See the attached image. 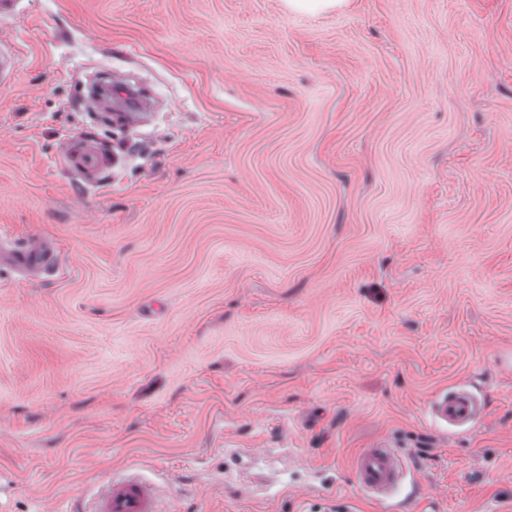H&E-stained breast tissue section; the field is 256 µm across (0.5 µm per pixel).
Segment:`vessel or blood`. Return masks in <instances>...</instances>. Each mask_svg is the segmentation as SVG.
<instances>
[{
	"instance_id": "obj_1",
	"label": "vessel or blood",
	"mask_w": 512,
	"mask_h": 512,
	"mask_svg": "<svg viewBox=\"0 0 512 512\" xmlns=\"http://www.w3.org/2000/svg\"><path fill=\"white\" fill-rule=\"evenodd\" d=\"M60 162L70 176L87 189L97 188L103 175L118 163L110 145L87 134L68 137L60 151ZM42 273L57 278L64 273V264L44 241L20 240L0 230V271ZM484 410L481 400L468 389L459 387L443 392L431 401L430 418L443 426L461 427L470 424ZM409 476L402 456L394 446L376 442L358 453L352 464L355 486L372 498L389 501L396 498ZM155 484L138 468L128 467L113 472L96 495L83 498L77 512H161Z\"/></svg>"
}]
</instances>
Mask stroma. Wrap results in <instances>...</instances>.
<instances>
[{
	"instance_id": "obj_1",
	"label": "stroma",
	"mask_w": 512,
	"mask_h": 512,
	"mask_svg": "<svg viewBox=\"0 0 512 512\" xmlns=\"http://www.w3.org/2000/svg\"><path fill=\"white\" fill-rule=\"evenodd\" d=\"M1 40L0 226L67 274L0 277V512L126 466L167 512H390L381 440L397 512H512V0H19ZM101 62L170 107L86 194ZM288 12L300 14H319L332 10L341 11L348 0H284ZM118 161L110 145L90 134L66 138L60 151L63 169L87 189L97 188ZM484 410L481 400L468 389L459 387L445 391L430 402V418L442 426L461 427L470 424ZM409 476L398 450L385 442L371 444L353 459V483L360 491L378 501L387 502L396 498Z\"/></svg>"
}]
</instances>
